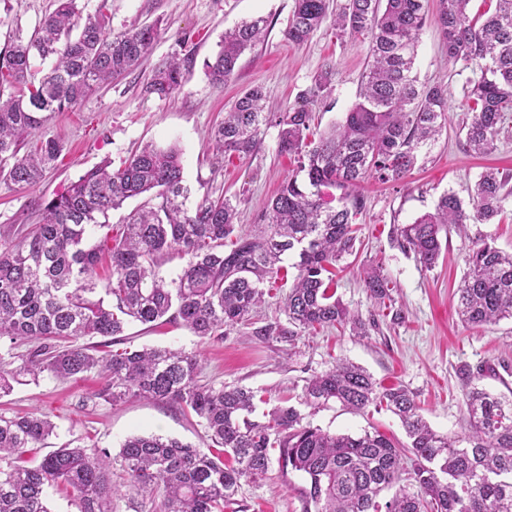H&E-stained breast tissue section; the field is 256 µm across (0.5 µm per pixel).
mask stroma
Instances as JSON below:
<instances>
[{"label": "stroma", "instance_id": "obj_1", "mask_svg": "<svg viewBox=\"0 0 512 512\" xmlns=\"http://www.w3.org/2000/svg\"><path fill=\"white\" fill-rule=\"evenodd\" d=\"M102 1L107 4L113 33L157 24L154 48L131 74L46 122L44 134L59 140L64 150L34 187L18 188L0 180V225L25 231L38 220L31 208L34 200L55 197L102 160L120 166L137 147L150 142L179 147L193 200L206 194L242 196L237 222L243 231H252L261 207L296 172L297 163L279 153L278 129L270 125L250 157L213 169L207 154L213 127L222 120L225 108L255 85L264 89L272 111L300 104L316 76L328 68L336 75L327 104L311 106L315 124L324 130L343 121L356 101L366 67L367 39L340 41L325 26L304 44L288 42L283 31L294 0H86L88 11H95ZM54 8V0H0V46L10 27L33 31ZM259 16L270 24L265 41L242 54L232 81L211 83L205 63L217 52L224 31ZM177 54L193 58L181 89L167 99L145 94L154 69ZM415 70L419 83L447 84L448 127L422 149L417 166L406 178L386 184L370 179L361 187L366 207L356 220L355 249L337 267L335 283L337 298L369 321L367 335L326 328L304 332L293 342L256 335V328L286 319L280 301L288 283L280 279L254 312L252 324L227 330L224 339H202L177 324L151 329L133 322L125 330L127 347L166 346L199 354L202 381L245 387L261 396L254 414L259 422L283 403L300 406L307 378L348 360L366 368L381 386L401 384L414 392L423 416L438 433H463L466 408L458 369L502 359L512 362V320L485 327L465 325L456 314L455 293L466 271L464 256L472 240L488 239L512 252V213L504 212L501 219L487 224L469 225L464 237L449 232L438 263L429 270L398 246L391 229L434 211L446 192L469 199L487 168L512 169V136L502 137L487 156L469 149L461 130L467 74L449 62L434 25L422 32ZM377 264L390 280L393 303L388 309L376 306L363 282L365 271ZM98 388L92 379L43 376L15 386L9 396L0 398V411L9 415L39 411L49 416L55 432L45 447L33 451L37 460L64 445L95 446L115 454L132 434H161L203 446L204 429L197 418L184 416L169 404L134 397L114 406L97 398ZM311 421L333 433H359L373 427L389 437H405L398 418L386 410L370 408L353 414L332 403ZM305 485L300 473L284 474L271 466L262 481L243 485L233 512H302Z\"/></svg>", "mask_w": 512, "mask_h": 512}]
</instances>
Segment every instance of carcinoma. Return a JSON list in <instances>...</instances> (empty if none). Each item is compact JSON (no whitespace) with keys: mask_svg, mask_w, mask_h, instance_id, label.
<instances>
[{"mask_svg":"<svg viewBox=\"0 0 512 512\" xmlns=\"http://www.w3.org/2000/svg\"><path fill=\"white\" fill-rule=\"evenodd\" d=\"M431 15L424 0H348L333 11L330 0H294L283 31L301 45L323 25L339 37L368 38L369 60L357 101L344 121L320 133L312 129L309 104L326 101L334 72L327 70L276 120L278 151L297 158L298 173L264 203L260 228L236 224L238 201L204 195L188 206L181 151L146 144L123 164L104 160L61 194L39 204L41 222L24 235L0 230V339L26 350L0 356V398L24 378L59 379L96 375L97 397L117 404L130 397L167 402L201 419L210 448L204 450L160 435L134 434L120 445L124 486L142 496V512H224L242 485L262 480L277 463L306 480L304 512H512V398L473 384L486 375L512 373V365H488L462 375L467 432L434 431L420 414L413 393L402 386L380 388L363 367L342 362L305 381L304 404L314 410L331 402L354 413L384 408L399 417L408 442L394 443L380 432L331 434L304 422L294 406L268 413L265 423L249 418L257 394L241 387L200 380L197 354L179 348L122 351L81 343L89 337L116 342L129 321L180 324L205 339L251 320L265 303V285L284 263L294 270L283 299L287 324L269 323L258 336L290 342L301 333L346 324L358 336L366 322L350 312L332 288L330 268L354 251L353 224L365 209L358 187L372 177L403 180L419 151L448 124V86L420 84L414 73L420 34L434 21L448 60L463 62L472 76L463 85L466 137L472 150H496L512 127V0H438ZM106 3L94 13L81 0H57L28 36L11 29L0 50V177L34 186L62 154V144L38 136L56 112L79 105L102 86L119 80L148 56L158 30L145 24L114 35L107 31ZM263 17L224 32L219 50L206 62V75L231 80L241 55L265 40ZM52 60L39 82L30 80L31 59ZM190 56L160 65L145 92L167 98L184 79ZM270 122L262 87L245 91L224 113L211 135V165L245 159ZM25 153H20V150ZM340 191V206L322 198ZM147 194L128 221L114 227L108 212ZM512 198V172L489 169L475 184L469 204L443 194L434 212L392 229L400 248L426 270L435 267L440 235L469 223H488ZM106 233L89 242L95 228ZM231 248L224 250V241ZM186 260L168 279L165 259ZM107 273L98 275L103 260ZM466 273L456 291L457 312L471 326L512 319V253L479 239L466 256ZM366 288L382 307L392 300L381 268L366 273ZM55 425L43 413L0 412V512H50L49 491L65 488L80 512H113L112 456L102 448H57L38 463L26 460L41 448ZM234 465L224 463V455ZM391 491L385 501L383 494Z\"/></svg>","mask_w":512,"mask_h":512,"instance_id":"cac0c4a2","label":"carcinoma"}]
</instances>
